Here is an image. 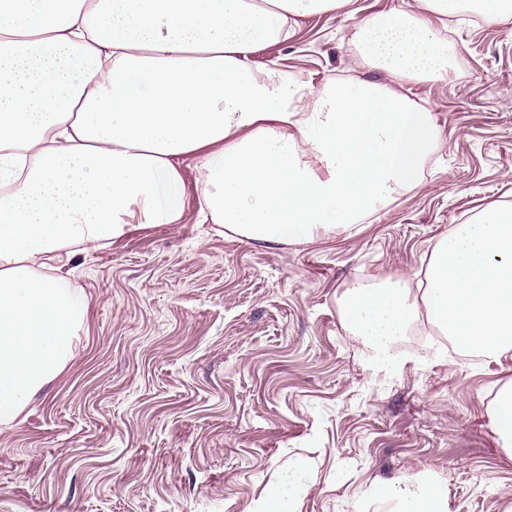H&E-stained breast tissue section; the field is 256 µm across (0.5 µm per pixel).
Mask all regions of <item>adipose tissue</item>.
<instances>
[{
	"label": "adipose tissue",
	"mask_w": 512,
	"mask_h": 512,
	"mask_svg": "<svg viewBox=\"0 0 512 512\" xmlns=\"http://www.w3.org/2000/svg\"><path fill=\"white\" fill-rule=\"evenodd\" d=\"M349 0H0V426L73 355L88 311L68 252L201 217L261 243L350 230L411 188L432 113L387 86L314 90L251 54ZM370 17L363 59L442 78L437 21L461 0Z\"/></svg>",
	"instance_id": "obj_1"
}]
</instances>
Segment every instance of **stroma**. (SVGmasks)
Segmentation results:
<instances>
[{
    "label": "stroma",
    "instance_id": "1",
    "mask_svg": "<svg viewBox=\"0 0 512 512\" xmlns=\"http://www.w3.org/2000/svg\"><path fill=\"white\" fill-rule=\"evenodd\" d=\"M351 0L300 18L251 55L319 88L391 84L361 60L369 17ZM446 78L402 80L439 120L412 188L350 231L260 243L200 223L202 173L183 166L185 219L132 226L76 254L88 315L63 370L0 430V512H256L294 470L292 512H397L403 479L442 484L447 512H512V456L488 415L500 364L429 345L395 374L343 320L374 276L419 282L436 243L512 205V20L452 19Z\"/></svg>",
    "mask_w": 512,
    "mask_h": 512
}]
</instances>
